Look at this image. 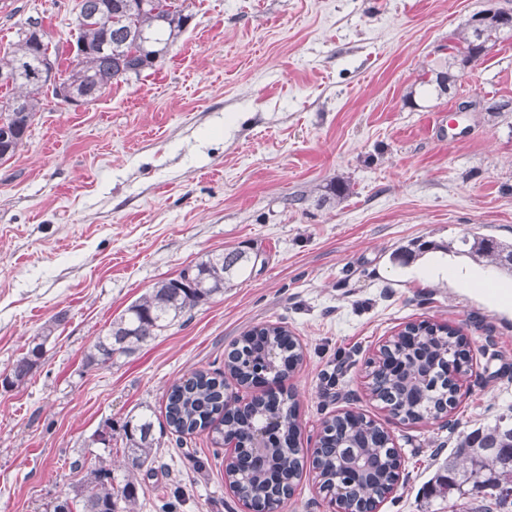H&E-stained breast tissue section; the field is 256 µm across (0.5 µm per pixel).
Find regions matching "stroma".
Returning a JSON list of instances; mask_svg holds the SVG:
<instances>
[{
    "label": "stroma",
    "instance_id": "stroma-1",
    "mask_svg": "<svg viewBox=\"0 0 512 512\" xmlns=\"http://www.w3.org/2000/svg\"><path fill=\"white\" fill-rule=\"evenodd\" d=\"M78 0H0V54L42 18L51 42L76 39ZM186 31L152 75L82 106L46 98L23 146L0 162V378L42 327L39 368L0 386V512H52L85 468L124 475L105 421L165 415L171 384L220 371L253 327L288 328L303 360L285 381L298 445L352 410L387 428L403 457L378 512H451L424 486L457 435L512 411V273L462 255L461 240L512 243V112L457 113L460 101L512 102V33L449 93L425 82L448 36L512 0H186ZM350 192L327 200L328 183ZM444 248L475 271L448 282L400 254ZM265 257L252 275L134 354L85 368L96 337L135 299L211 252ZM462 328L465 393L442 420L393 416L366 362L410 322ZM130 512H244L207 434L162 428ZM305 466L281 512H334Z\"/></svg>",
    "mask_w": 512,
    "mask_h": 512
}]
</instances>
